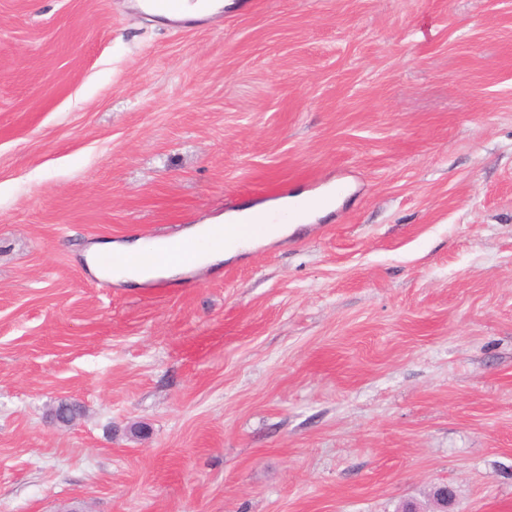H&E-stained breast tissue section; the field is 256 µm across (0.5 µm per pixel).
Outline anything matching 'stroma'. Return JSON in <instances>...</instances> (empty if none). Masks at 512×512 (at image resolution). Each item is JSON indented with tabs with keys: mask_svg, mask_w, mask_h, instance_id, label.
<instances>
[{
	"mask_svg": "<svg viewBox=\"0 0 512 512\" xmlns=\"http://www.w3.org/2000/svg\"><path fill=\"white\" fill-rule=\"evenodd\" d=\"M338 187L211 272L95 243ZM79 402L72 425L51 418ZM512 512V0H0V512ZM197 0L187 1L189 5H194ZM185 0H143L142 6L143 8L151 13H171L178 17L177 22L181 27L184 28H192L197 25L203 15L211 12L215 4L212 0H202L199 4L201 7V12L188 9L184 3ZM315 201L317 202L316 205L307 216H298L293 223L274 224L270 229L259 231L255 235H241L243 225L271 223L269 221L273 218L274 212L286 205L288 199L277 204L248 207L224 215V224L219 225H222L224 228L227 244L225 246L222 244L209 248L189 264H157L154 258L146 252L144 239L140 237L125 242L97 244L87 252L86 259L97 275L115 282L141 285L158 279H176L190 270L215 268L226 259L253 251L261 243H269L287 237L299 224H306L314 216L329 212L335 206L336 195L330 193L318 197ZM231 240H234L233 245L229 244ZM106 252L133 257L138 261V264L123 271L105 273L97 266L96 259L100 253ZM112 254L99 256L97 259L98 264L103 268L111 269L112 266L121 262H131L130 259H119L112 256Z\"/></svg>",
	"mask_w": 512,
	"mask_h": 512,
	"instance_id": "1",
	"label": "stroma"
}]
</instances>
